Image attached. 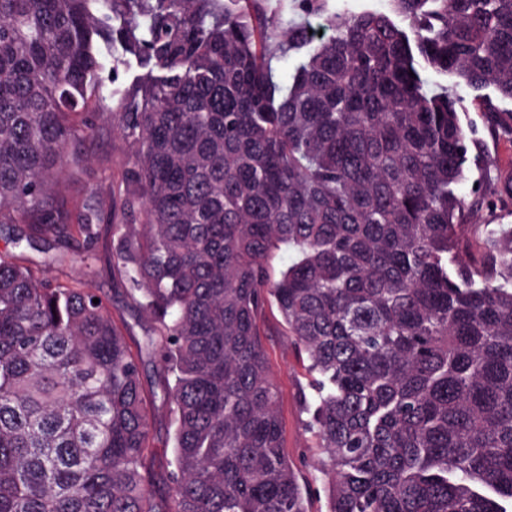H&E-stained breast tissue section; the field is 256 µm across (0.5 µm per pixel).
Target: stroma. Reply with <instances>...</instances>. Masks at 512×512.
<instances>
[{
	"mask_svg": "<svg viewBox=\"0 0 512 512\" xmlns=\"http://www.w3.org/2000/svg\"><path fill=\"white\" fill-rule=\"evenodd\" d=\"M269 11L285 18L301 19L312 31H327V17L334 14H358L378 10L392 12L390 0H325L321 13L303 15L298 0H267ZM429 87L444 83L455 86L460 100L461 119L468 135L475 139L497 179L498 187L512 184V138L496 135L486 107L487 101L497 100L494 88L479 91L456 85L454 77H442L432 70L422 72ZM127 143L116 132L87 143L84 162L79 171L64 172V202L70 209H79L89 195L109 198L112 186L119 181L125 162ZM112 224L102 221L99 226L98 259L93 269L82 263L81 241L70 242L62 248L63 260L56 264L51 274L63 285L83 280L89 288L108 297L112 318L128 336L138 342L144 331L136 311L128 307L120 296L121 285L112 268ZM262 341L270 364L278 378L280 390L279 412L284 425L285 451L295 466L300 483L310 488L311 512H326L327 488L319 481L317 466L322 457L317 438L306 426L308 415L304 409L305 396L311 395L310 378L292 339L285 332L276 306H267L260 321Z\"/></svg>",
	"mask_w": 512,
	"mask_h": 512,
	"instance_id": "1",
	"label": "stroma"
}]
</instances>
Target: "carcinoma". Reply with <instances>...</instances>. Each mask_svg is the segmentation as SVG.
<instances>
[{
  "mask_svg": "<svg viewBox=\"0 0 512 512\" xmlns=\"http://www.w3.org/2000/svg\"><path fill=\"white\" fill-rule=\"evenodd\" d=\"M260 2L0 0V224L25 225L0 251V512H310L271 303L312 377L328 512L512 507V224L472 223L488 164L420 73L512 102V0H392L408 28L333 15L318 43ZM133 59L135 88L107 91ZM103 117L129 147L112 265L148 323L135 352L102 295L48 276L57 257L14 261L75 236L97 259L103 202L48 200ZM155 422L153 425L151 439L154 448L153 451L156 458L160 462H165L166 459H170L172 456L171 441L169 440V422L168 418L164 415V410L161 406V402L157 400L155 402Z\"/></svg>",
  "mask_w": 512,
  "mask_h": 512,
  "instance_id": "carcinoma-1",
  "label": "carcinoma"
}]
</instances>
